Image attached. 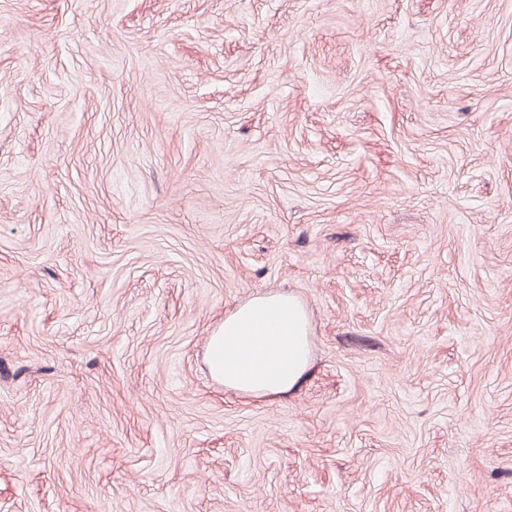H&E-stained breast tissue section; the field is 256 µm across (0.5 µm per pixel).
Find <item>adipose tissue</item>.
<instances>
[{"instance_id": "1", "label": "adipose tissue", "mask_w": 512, "mask_h": 512, "mask_svg": "<svg viewBox=\"0 0 512 512\" xmlns=\"http://www.w3.org/2000/svg\"><path fill=\"white\" fill-rule=\"evenodd\" d=\"M307 317L292 295L256 297L228 314L206 362L227 388L257 398L288 393L309 364Z\"/></svg>"}]
</instances>
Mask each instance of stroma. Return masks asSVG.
I'll use <instances>...</instances> for the list:
<instances>
[{"label": "stroma", "instance_id": "35a3bbf8", "mask_svg": "<svg viewBox=\"0 0 512 512\" xmlns=\"http://www.w3.org/2000/svg\"><path fill=\"white\" fill-rule=\"evenodd\" d=\"M0 512H512V0H0ZM307 317L292 295L255 297L224 317L209 339L210 373L246 395L272 398L288 393L309 364Z\"/></svg>", "mask_w": 512, "mask_h": 512}]
</instances>
